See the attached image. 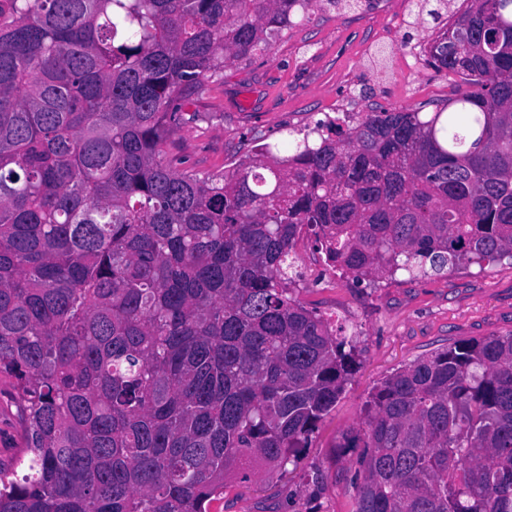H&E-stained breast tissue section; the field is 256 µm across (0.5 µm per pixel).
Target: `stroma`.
<instances>
[{"label": "stroma", "mask_w": 512, "mask_h": 512, "mask_svg": "<svg viewBox=\"0 0 512 512\" xmlns=\"http://www.w3.org/2000/svg\"><path fill=\"white\" fill-rule=\"evenodd\" d=\"M431 37L412 0H362L357 9L312 0L305 19L206 80L191 106L200 121L181 127L167 155L201 173H231L265 144L301 139L319 122L347 128L371 110L447 108L468 86L419 60ZM294 254L303 279L293 297L354 337L360 367L287 474L227 481L220 512H353L361 451L342 442L363 429L373 388L435 351L512 332L510 256L419 278L401 271L368 288L329 266L309 237ZM21 440L11 383L0 378V454Z\"/></svg>", "instance_id": "35a3bbf8"}]
</instances>
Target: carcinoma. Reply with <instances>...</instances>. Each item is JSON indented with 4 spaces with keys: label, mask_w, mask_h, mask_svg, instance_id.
I'll return each mask as SVG.
<instances>
[{
    "label": "carcinoma",
    "mask_w": 512,
    "mask_h": 512,
    "mask_svg": "<svg viewBox=\"0 0 512 512\" xmlns=\"http://www.w3.org/2000/svg\"><path fill=\"white\" fill-rule=\"evenodd\" d=\"M416 0L452 112L319 122L234 173L167 159L207 77L310 0H0V512H211L287 471L360 361L291 296L310 235L356 282L512 256V0ZM353 512H512V333L372 391ZM22 440L19 410L10 380L0 377V454L10 455Z\"/></svg>",
    "instance_id": "cac0c4a2"
}]
</instances>
